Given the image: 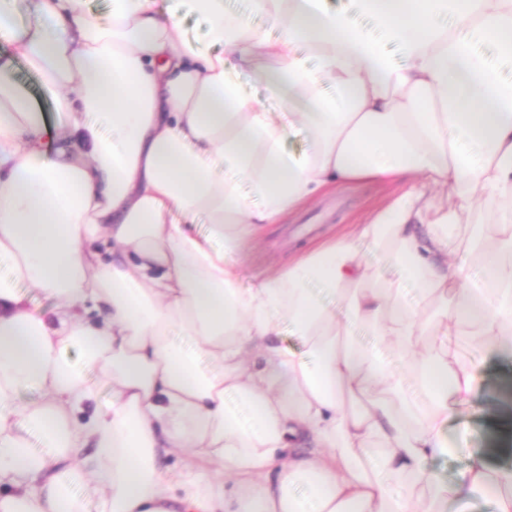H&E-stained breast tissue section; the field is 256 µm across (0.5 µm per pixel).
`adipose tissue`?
Listing matches in <instances>:
<instances>
[{"label": "adipose tissue", "mask_w": 512, "mask_h": 512, "mask_svg": "<svg viewBox=\"0 0 512 512\" xmlns=\"http://www.w3.org/2000/svg\"><path fill=\"white\" fill-rule=\"evenodd\" d=\"M32 2L48 23L19 26L0 0L13 50L0 59V512H86L88 493L98 512H442L491 487L512 512V469L489 472L481 451L450 484L427 466L480 385L462 343L512 351V81L499 69L512 0H357L400 65L322 0H249L279 24L273 40L225 0H184L215 54L156 0H112L102 22L81 0ZM17 58L52 95L54 125L16 83ZM230 65L265 82L280 120ZM293 129L308 138L299 159L283 146ZM367 180L404 191L288 264L236 262L263 226ZM175 212L205 215L207 238ZM369 247L414 282L440 343L420 350L427 323L378 283ZM23 286L52 298L50 314L25 306ZM285 322L307 356L279 342ZM352 322L389 358L346 342ZM29 384L38 397L18 404ZM394 479L429 501L395 498Z\"/></svg>", "instance_id": "adipose-tissue-1"}]
</instances>
